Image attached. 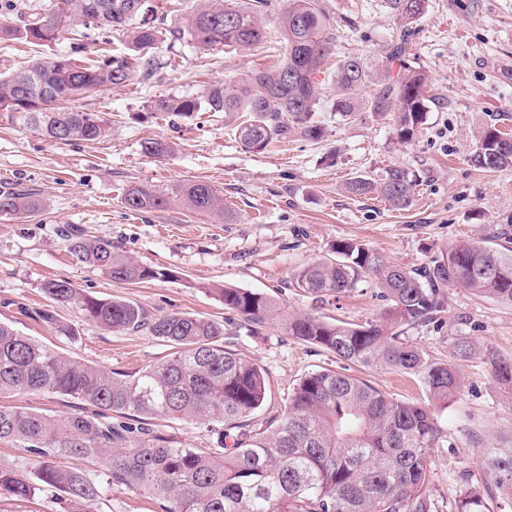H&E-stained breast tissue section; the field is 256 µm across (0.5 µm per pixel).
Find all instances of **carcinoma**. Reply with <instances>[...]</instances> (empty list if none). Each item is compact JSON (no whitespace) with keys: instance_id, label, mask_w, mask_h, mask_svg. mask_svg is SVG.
I'll return each mask as SVG.
<instances>
[{"instance_id":"1","label":"carcinoma","mask_w":512,"mask_h":512,"mask_svg":"<svg viewBox=\"0 0 512 512\" xmlns=\"http://www.w3.org/2000/svg\"><path fill=\"white\" fill-rule=\"evenodd\" d=\"M425 0H395L401 28L386 61L407 50L413 24ZM271 0L229 6L200 0L172 38L189 37L200 52L216 47H249L266 38L263 14ZM149 0H50L45 12L19 24L0 21V42L41 44L60 39L76 26L130 32L126 51L78 62L67 55L36 59L24 70L0 76V112L55 142L94 141L105 120L62 103L104 87H127L152 78L162 35L151 25ZM284 45L280 65L236 83H215L200 95L158 97L155 112L194 118L222 112L238 120L235 135L248 150L261 151L290 135L317 139L316 119L323 101L319 80L334 50V23L317 0H284L278 8ZM429 76L409 69L390 79L388 68L368 71L363 59L336 62V97L331 111L351 118L367 102L379 117L393 121L397 139L410 143L427 121ZM152 158L165 159L170 144L142 145ZM470 163L484 170L512 167V135L494 125L480 132ZM420 176L388 166L346 182L354 196L375 194L389 206L411 205ZM178 200L191 211L224 212L223 198L204 181L178 184L168 192L136 184L123 194L136 214L163 211ZM43 209L23 190L0 191V214L24 216ZM70 253L114 281L137 284L173 277L124 254L107 239L88 240L73 228L64 233ZM334 257L312 261L293 275L290 287L317 298L340 297L369 279L387 302L377 320L327 321L312 314L283 315L272 297L228 284L202 286L245 325L279 321L285 333L336 355L341 369L324 368L300 379L273 428L249 429L244 418L266 398L262 369L224 347L230 319L172 312L150 315L122 298L83 292L66 280H48L44 293L57 305L113 333L145 330L168 343L169 357L134 374L104 370L24 336L0 322V394L51 392L74 404L52 417L25 407L0 405V440L28 454L27 472L0 466V497L33 500L50 489L68 496L72 512H98L111 486L139 491L172 503L165 512H438L430 467L431 453L448 432L440 412L461 391L460 363L477 351L467 336L448 338L450 359L439 361L404 336L405 330L434 324L448 310L444 288L452 284L477 297L512 306V247L494 237L458 240L424 268L388 261L357 239H342ZM354 365L386 367L414 375L425 400L405 402L347 372ZM494 381L512 394V361L491 362ZM156 418L192 421L211 427L217 448H183L155 431ZM87 459L94 471L64 467L60 459ZM482 466L490 482L465 485L450 504L452 512H512V434L489 439Z\"/></svg>"}]
</instances>
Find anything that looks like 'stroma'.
I'll use <instances>...</instances> for the list:
<instances>
[{"label":"stroma","instance_id":"35a3bbf8","mask_svg":"<svg viewBox=\"0 0 512 512\" xmlns=\"http://www.w3.org/2000/svg\"><path fill=\"white\" fill-rule=\"evenodd\" d=\"M318 4L334 22L336 58L355 55L379 68L399 31L393 0ZM263 22L266 39L246 48L200 53L189 39L164 41L156 53L160 68L150 80L81 99L80 107L102 113L109 123L97 140L57 143L0 115V187L22 184L44 202L40 212L23 218L0 215V321L43 345L132 374L167 358L169 347L146 331L110 333L72 309L52 307L43 282L65 279L89 294L139 304L153 315L183 312L217 321L228 313L200 286L227 283L280 298L292 313L363 323L377 319L385 306L372 282L360 283L346 297L318 300L291 287L293 273L329 256L344 238L365 241L394 263L419 267L456 240L512 222V169H478L468 160L485 126L512 133V0H426L403 64L391 67L395 77L408 66L431 78L435 101L424 129L409 144H399L392 122L368 108L346 121L334 116L329 79L319 113L323 135L314 140L294 135L258 152L240 144L223 114L184 120L151 110L157 96L197 95L212 83L274 69L284 53L275 13L265 14ZM73 52L69 33L44 46L1 42L0 73ZM151 139L168 142L171 156H147L142 144ZM389 165L422 177L409 208L346 193L349 178ZM189 180L215 187L224 199L223 214L191 212L175 203L141 216L122 202L131 184L164 190ZM65 225L111 239L141 263L174 270L177 277L113 281L72 258L59 235ZM447 293L441 325L413 328L408 335L442 361L450 336L471 337L481 348L459 368L462 391L441 412L448 444L430 460L437 491L450 503L465 483L486 481L485 441L512 431V396L492 380L486 359L490 352L512 359V306L453 286ZM50 307L74 328V336L59 335L36 318V310ZM224 344L265 371L266 401L248 418L255 428L273 423L302 377L338 364L334 354L287 336L278 324L254 331L240 327ZM350 372L402 401L425 396L410 375L379 367L354 366ZM155 429L185 448L206 450L216 441L205 426L183 420H160Z\"/></svg>","mask_w":512,"mask_h":512}]
</instances>
